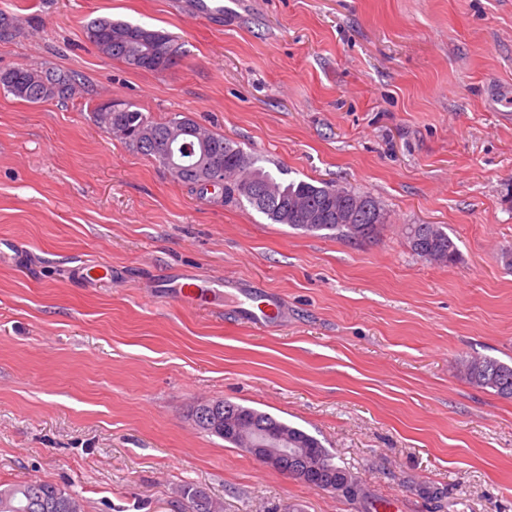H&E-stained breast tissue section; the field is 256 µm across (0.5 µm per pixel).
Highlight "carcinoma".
<instances>
[{
	"mask_svg": "<svg viewBox=\"0 0 512 512\" xmlns=\"http://www.w3.org/2000/svg\"><path fill=\"white\" fill-rule=\"evenodd\" d=\"M145 30L141 25L100 17L87 26V37L101 53L135 69L165 70L176 65L175 59L147 60L149 49L138 40ZM77 87L76 75L49 65L0 71V88L32 104L69 100L75 96ZM91 119L105 133L112 125H122L126 144L165 168L163 147L168 136L176 134L187 117L175 115L165 122H155L137 106L124 102L112 106L110 112L100 106L94 108ZM203 134L210 152L222 160V166L212 174V186L221 188L226 201L244 200L274 224H286L307 234L329 231L348 241L370 242L385 224L386 213L368 193L338 183L282 181L259 165L258 158L224 136L206 129ZM171 176L193 186L202 198L209 191V186L200 181L199 173L194 170L173 172ZM364 199L369 205L367 209L360 205ZM406 234L417 256L440 264L456 261L457 246L440 225L409 224ZM460 368L469 384L491 390L503 399H512V365L487 356L470 355L460 360ZM224 405L233 410L226 415L228 419L250 418L255 420L256 427L265 424L288 435V447L303 449L302 457L311 466L326 469L334 465L333 455L304 430L255 408L229 400ZM180 498L181 512H222L221 505L199 487L182 488ZM0 512H83V505L78 494L67 487L30 481L0 487Z\"/></svg>",
	"mask_w": 512,
	"mask_h": 512,
	"instance_id": "1",
	"label": "carcinoma"
}]
</instances>
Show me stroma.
<instances>
[{
	"label": "stroma",
	"instance_id": "stroma-1",
	"mask_svg": "<svg viewBox=\"0 0 512 512\" xmlns=\"http://www.w3.org/2000/svg\"><path fill=\"white\" fill-rule=\"evenodd\" d=\"M186 0H0L19 29L0 70L77 74L65 103L0 90V484L68 486L84 512H180L192 484L224 512H512V400L457 370L512 365V0H248L230 26ZM98 17L182 43L144 71L87 38ZM190 117L280 170L379 201L373 242L199 198L90 121L95 105ZM438 224L458 258L417 257ZM97 265L107 281L89 279ZM259 283L255 328L229 297L195 307L173 271ZM227 399L316 437L366 486L352 505L195 426ZM406 234L414 254L434 263L450 264L456 261L458 249L453 240L438 224H409Z\"/></svg>",
	"mask_w": 512,
	"mask_h": 512
}]
</instances>
